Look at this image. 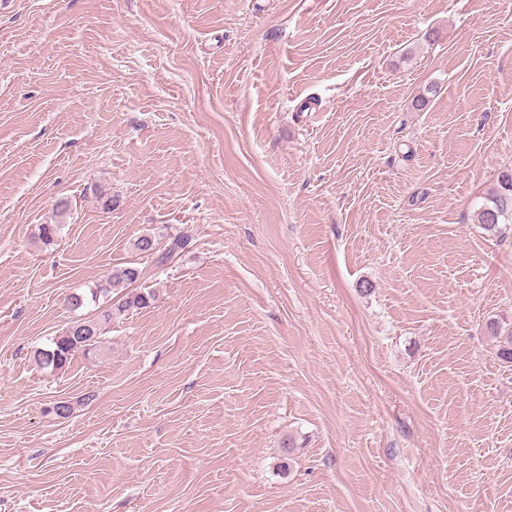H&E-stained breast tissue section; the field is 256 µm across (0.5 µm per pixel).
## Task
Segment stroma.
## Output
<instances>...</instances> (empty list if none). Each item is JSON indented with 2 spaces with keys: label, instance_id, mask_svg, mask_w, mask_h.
Segmentation results:
<instances>
[{
  "label": "stroma",
  "instance_id": "obj_1",
  "mask_svg": "<svg viewBox=\"0 0 512 512\" xmlns=\"http://www.w3.org/2000/svg\"><path fill=\"white\" fill-rule=\"evenodd\" d=\"M510 171L512 0H0V512H512ZM476 214L478 224H483L491 235L502 233L501 224H512V172L498 177L496 186L485 198ZM140 276L141 272L137 267L126 266L112 269V272L107 275L106 280L92 290V300L96 301L97 295L99 297L101 295L108 297L109 293L112 292V287L114 288L120 283H134L139 280ZM154 298L153 292H131L126 293L116 300H112L110 307L105 311V319H112V317H120L128 314L129 312L146 307ZM85 330L90 336H75L74 331ZM101 327L95 320H80L73 322L58 336L52 339L50 349L38 352V363L42 368L58 371L66 368L75 355H89L100 349Z\"/></svg>",
  "mask_w": 512,
  "mask_h": 512
}]
</instances>
